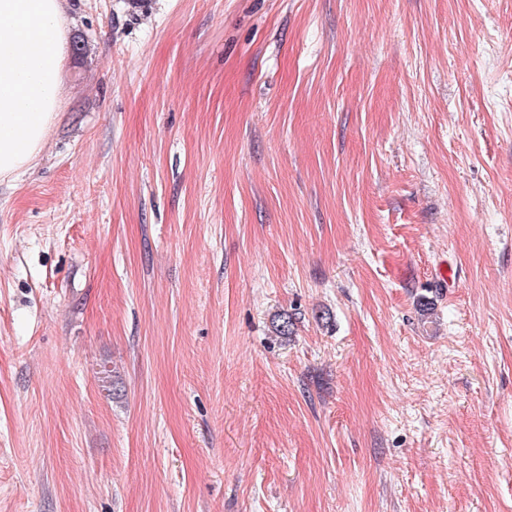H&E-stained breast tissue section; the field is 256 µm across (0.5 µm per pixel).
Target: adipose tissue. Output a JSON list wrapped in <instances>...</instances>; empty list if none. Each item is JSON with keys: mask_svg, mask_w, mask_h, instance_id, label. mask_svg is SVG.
Returning a JSON list of instances; mask_svg holds the SVG:
<instances>
[{"mask_svg": "<svg viewBox=\"0 0 512 512\" xmlns=\"http://www.w3.org/2000/svg\"><path fill=\"white\" fill-rule=\"evenodd\" d=\"M65 0H0V179L31 170L61 107Z\"/></svg>", "mask_w": 512, "mask_h": 512, "instance_id": "1", "label": "adipose tissue"}]
</instances>
